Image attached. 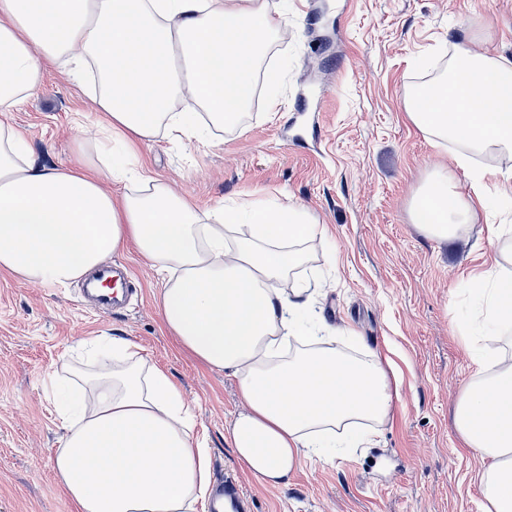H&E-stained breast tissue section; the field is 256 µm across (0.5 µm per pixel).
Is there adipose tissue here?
<instances>
[{
  "instance_id": "ef3b65f1",
  "label": "adipose tissue",
  "mask_w": 512,
  "mask_h": 512,
  "mask_svg": "<svg viewBox=\"0 0 512 512\" xmlns=\"http://www.w3.org/2000/svg\"><path fill=\"white\" fill-rule=\"evenodd\" d=\"M288 34L268 0H0V116L36 95L49 67L82 80L104 128L93 157L37 163L25 135L0 119V274L41 285L80 279L127 244L161 277L165 330L203 365L233 375L242 408L229 429L237 462L259 481L288 482L303 459L355 448L361 422H384L393 390L379 358L318 346L310 288L298 279L319 224L302 206L268 201L202 210L139 163L137 147L164 135L186 142L237 125L270 44ZM192 100L193 112L174 111ZM409 122L453 144L471 172L464 196L433 170L411 205L430 237L477 223L473 197L486 153L512 155V58L467 40L447 68L404 99ZM478 283L476 322L512 336V226ZM112 361L73 373L74 397L54 478L75 512H194L206 499L210 450L169 374L130 341L108 340ZM474 370L454 406L468 452L484 460L481 512H512V355L471 343Z\"/></svg>"
}]
</instances>
